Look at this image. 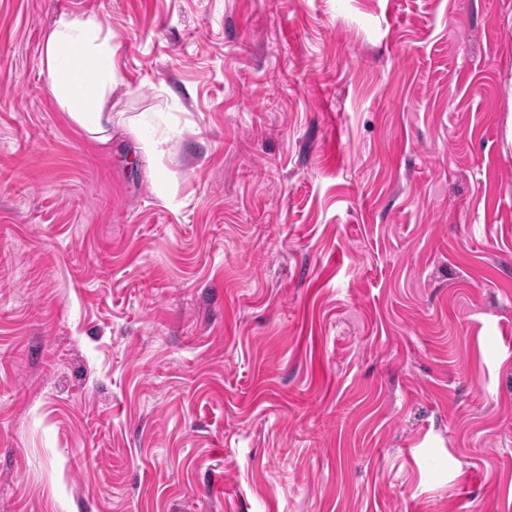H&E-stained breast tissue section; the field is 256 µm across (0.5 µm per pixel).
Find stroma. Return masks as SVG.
I'll list each match as a JSON object with an SVG mask.
<instances>
[{
	"label": "stroma",
	"mask_w": 512,
	"mask_h": 512,
	"mask_svg": "<svg viewBox=\"0 0 512 512\" xmlns=\"http://www.w3.org/2000/svg\"><path fill=\"white\" fill-rule=\"evenodd\" d=\"M0 512H512V0H0ZM112 39L94 15L63 12L46 40L42 64L49 91L92 140L112 139V90L118 84Z\"/></svg>",
	"instance_id": "1"
}]
</instances>
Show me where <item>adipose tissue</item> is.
I'll list each match as a JSON object with an SVG mask.
<instances>
[{"instance_id":"1","label":"adipose tissue","mask_w":512,"mask_h":512,"mask_svg":"<svg viewBox=\"0 0 512 512\" xmlns=\"http://www.w3.org/2000/svg\"><path fill=\"white\" fill-rule=\"evenodd\" d=\"M112 39L93 15L61 13L46 40L42 64L49 91L92 140L112 138V91L118 84Z\"/></svg>"}]
</instances>
